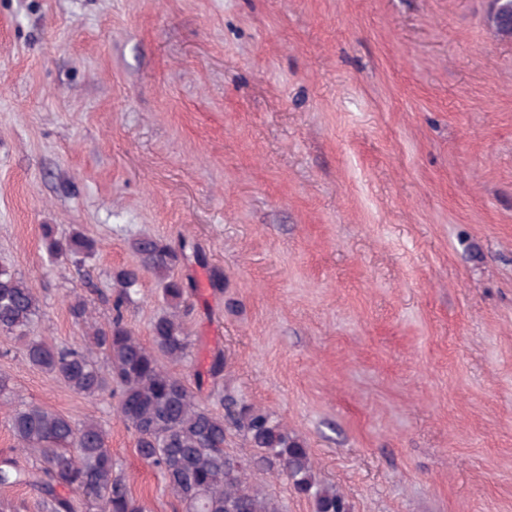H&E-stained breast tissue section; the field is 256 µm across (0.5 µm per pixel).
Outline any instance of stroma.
Here are the masks:
<instances>
[{"instance_id": "1", "label": "stroma", "mask_w": 512, "mask_h": 512, "mask_svg": "<svg viewBox=\"0 0 512 512\" xmlns=\"http://www.w3.org/2000/svg\"><path fill=\"white\" fill-rule=\"evenodd\" d=\"M489 0H0V264L33 335L108 321L134 239L185 246L194 385L287 425L353 512H512V41ZM95 240L92 276L43 225ZM166 305L143 274L125 319ZM15 402L95 416L179 512L111 393L0 335Z\"/></svg>"}]
</instances>
